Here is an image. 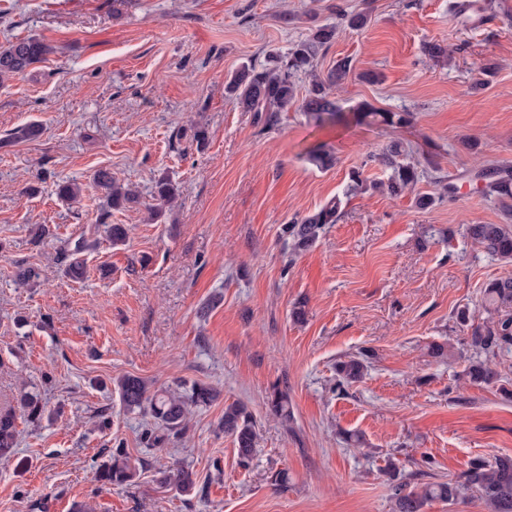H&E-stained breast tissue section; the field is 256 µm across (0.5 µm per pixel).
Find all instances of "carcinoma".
Segmentation results:
<instances>
[{"mask_svg":"<svg viewBox=\"0 0 512 512\" xmlns=\"http://www.w3.org/2000/svg\"><path fill=\"white\" fill-rule=\"evenodd\" d=\"M339 23L363 29L371 21L367 12L337 14ZM337 27L326 24L309 30L307 36L294 44L285 54H274L265 64H249L237 70L226 81L224 90L244 112L264 113L263 128L277 125L280 113L292 108L297 98V80L304 75L309 78L308 89L302 101V109L318 124L334 122L340 117V108L333 96L332 88L339 85L351 73V61L347 58L336 64L325 75L317 73L316 63L320 53L336 38ZM52 52V47L34 38H20L0 46V82L22 75ZM354 118L358 122H380L403 125L411 121L408 112H380L368 104L356 108ZM389 171L384 182L369 183L358 171L350 174L345 196L356 195L370 188L380 189L391 197H398L412 189L420 179L417 164L407 160L402 143L395 141L375 156ZM309 160L318 168L326 169L335 163L333 154L318 147L309 153ZM482 181L486 198L499 204L504 215L512 220V169L487 167L477 173ZM96 183L105 192L106 209L103 210L101 226L112 245L125 243L127 229L123 224H108V208L121 202L134 204L139 195L125 189L107 170L96 172ZM178 188L171 180L162 177L155 182L153 199L158 202L154 210L160 215L177 201ZM342 201L330 199L314 213L296 219L286 225L291 250L301 253L309 250L318 240L325 225L335 224L341 218ZM464 234L482 252L492 258L512 261V223L467 224ZM90 248L87 239H78L73 249L62 252L65 274L72 279H81L85 274L81 254ZM485 300L490 305L489 316L481 323L471 324L470 346L480 358L470 360L464 369V377L475 386H489L499 382L498 372L491 360L499 353L512 348V278L495 279L484 287ZM369 357L364 352L347 355L336 361L339 384L356 382L368 371ZM117 390L123 406L129 411L138 410L149 415L153 423L142 431V440L154 448L173 444L180 440L188 426L191 409L207 407L218 397L217 392L206 385L194 383L180 385L173 390L149 393L147 383L134 375H123L117 382ZM269 409L281 420L292 419L288 392L275 386L268 396ZM21 405L27 420L37 423L44 414L33 397L25 394ZM224 433L233 438L238 455L245 460L251 457L257 443V432L252 415L240 403L224 406V417L220 422ZM17 445L16 414L10 409H0V456L12 451ZM140 461L131 457L124 447L118 445L110 451L108 459L97 468V476L117 486H123L139 475ZM390 483L394 512H423L432 500L455 504L476 495L490 512H512V456H499L492 460L475 458L466 471L456 480L420 482L425 472H411L402 477L396 469L386 468ZM162 484H173L183 492L194 488L191 474L183 468H172L162 472Z\"/></svg>","mask_w":512,"mask_h":512,"instance_id":"carcinoma-1","label":"carcinoma"}]
</instances>
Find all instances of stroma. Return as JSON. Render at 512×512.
<instances>
[{
  "instance_id": "obj_1",
  "label": "stroma",
  "mask_w": 512,
  "mask_h": 512,
  "mask_svg": "<svg viewBox=\"0 0 512 512\" xmlns=\"http://www.w3.org/2000/svg\"><path fill=\"white\" fill-rule=\"evenodd\" d=\"M486 2L476 23L451 14V0H126L118 12L112 0H0V44L36 37L53 48L0 83V408L24 393L45 407L40 423L17 419L0 512H71L77 501L95 512H393L388 461L445 481L474 458L512 456V396L464 379L475 352L455 319L462 308L486 319L485 284L512 277V263L463 235L503 221L476 172L512 166V0ZM340 9L372 13L318 59L322 73L345 57L354 66L336 92L342 121L318 125L294 107L265 130L225 95L242 65L287 51ZM430 43L450 57L432 59ZM489 58L498 69L485 79ZM362 103L412 120L356 123ZM30 121L40 137L15 139ZM394 141L412 161L432 159L454 196L427 176L397 198L368 190L292 254L285 225L341 195L351 171L386 180L375 156ZM316 146L334 166L310 163ZM100 169L139 203L103 213ZM163 175L180 196L154 221ZM66 181L77 201L59 199ZM423 193L437 197L425 210ZM102 218L126 225L124 244L98 230ZM39 224L49 233L37 242ZM81 236L96 245L73 281L61 252ZM22 265L40 279L20 283ZM434 344L449 355L433 357ZM362 350L367 374L339 386L337 360ZM125 374L153 392L197 382L220 397L193 409L179 443L148 448L144 415L119 399ZM276 385L292 422L267 405ZM235 401L259 434L246 462L219 429ZM355 434L362 445L347 444ZM119 444L143 461L140 477L97 482L95 464ZM175 463L193 471L195 490L160 487Z\"/></svg>"
}]
</instances>
